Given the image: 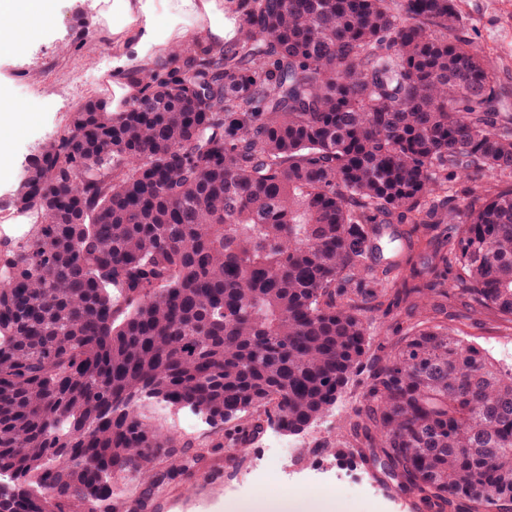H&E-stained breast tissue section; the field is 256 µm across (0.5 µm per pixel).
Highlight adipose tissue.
<instances>
[{"mask_svg": "<svg viewBox=\"0 0 512 512\" xmlns=\"http://www.w3.org/2000/svg\"><path fill=\"white\" fill-rule=\"evenodd\" d=\"M52 0H0V54L25 48L34 29L32 19L46 18ZM95 24L112 66L103 83L112 95V108L124 109L139 91L134 77L157 67L198 34L220 46L230 27L224 20V0H93Z\"/></svg>", "mask_w": 512, "mask_h": 512, "instance_id": "adipose-tissue-1", "label": "adipose tissue"}]
</instances>
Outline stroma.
Wrapping results in <instances>:
<instances>
[{"instance_id": "stroma-1", "label": "stroma", "mask_w": 512, "mask_h": 512, "mask_svg": "<svg viewBox=\"0 0 512 512\" xmlns=\"http://www.w3.org/2000/svg\"><path fill=\"white\" fill-rule=\"evenodd\" d=\"M458 8L468 37L495 66L502 90L512 94V0H459ZM59 10V23L46 29L40 40L20 54L0 56V94L24 105L28 114L26 129L14 146L20 169L64 126L70 112L98 98L99 72L112 61L97 33L79 42L73 39L76 17L94 16L92 0H61ZM452 314L450 327L486 351L512 334V329L464 306H455ZM359 392L357 385H350L332 410L299 435L265 428L253 448L242 451L234 463L225 462L223 451L210 453L192 479L169 482L161 497L147 506L139 505L134 483L124 484L112 500L118 512H229L231 505L253 502L269 492L306 502L334 488L344 512H413L409 501L383 489L354 461L321 457L306 467L284 463L291 447L339 437ZM141 414L178 449L213 444L221 429L197 411L156 400L145 402Z\"/></svg>"}]
</instances>
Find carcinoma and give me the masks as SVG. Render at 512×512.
<instances>
[{"mask_svg":"<svg viewBox=\"0 0 512 512\" xmlns=\"http://www.w3.org/2000/svg\"><path fill=\"white\" fill-rule=\"evenodd\" d=\"M238 36L90 99L24 169L0 240V512H116L193 475L139 413L307 430L428 512H512V371L448 326L512 324V109L457 0H237ZM206 92L205 110L193 103ZM482 175L467 202L448 184ZM394 250L384 259L383 230ZM407 323L385 348L371 328Z\"/></svg>","mask_w":512,"mask_h":512,"instance_id":"carcinoma-1","label":"carcinoma"}]
</instances>
